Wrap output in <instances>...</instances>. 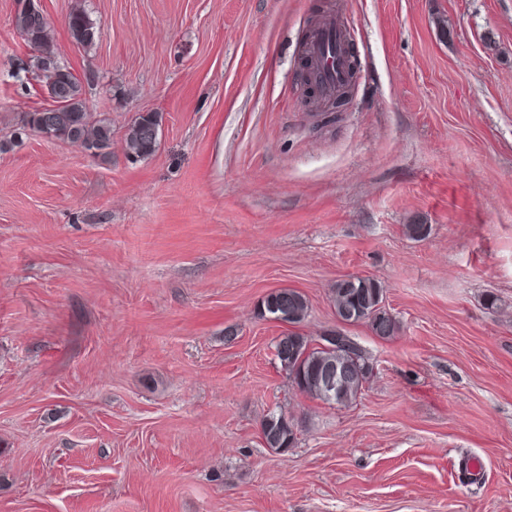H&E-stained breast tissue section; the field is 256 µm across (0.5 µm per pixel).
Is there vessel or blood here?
Instances as JSON below:
<instances>
[{
	"mask_svg": "<svg viewBox=\"0 0 512 512\" xmlns=\"http://www.w3.org/2000/svg\"><path fill=\"white\" fill-rule=\"evenodd\" d=\"M347 40L346 30L330 17L320 24L309 44L310 52L318 60L312 79L323 96L332 95L352 80V71L343 53Z\"/></svg>",
	"mask_w": 512,
	"mask_h": 512,
	"instance_id": "vessel-or-blood-1",
	"label": "vessel or blood"
}]
</instances>
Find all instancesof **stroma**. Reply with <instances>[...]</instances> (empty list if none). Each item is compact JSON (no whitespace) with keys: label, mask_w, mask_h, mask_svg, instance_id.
<instances>
[{"label":"stroma","mask_w":512,"mask_h":512,"mask_svg":"<svg viewBox=\"0 0 512 512\" xmlns=\"http://www.w3.org/2000/svg\"><path fill=\"white\" fill-rule=\"evenodd\" d=\"M15 2L1 143L49 103ZM40 6L97 75L112 159L33 134L0 151V512H512V0ZM328 16L356 71L336 110L301 79ZM138 112L163 136L133 163ZM350 276L381 282L395 336L338 325ZM276 288L306 296L301 333L370 353L356 402L291 385L285 326L257 315ZM273 410L299 423L283 452L260 437ZM68 25L76 44L83 48H90L99 38L100 32L83 7L74 9ZM161 136V113H135L127 124L122 142V149L125 157L132 161L149 159L159 149Z\"/></svg>","instance_id":"1"}]
</instances>
